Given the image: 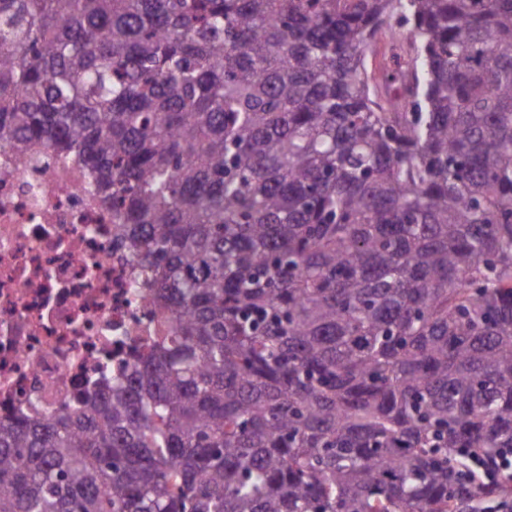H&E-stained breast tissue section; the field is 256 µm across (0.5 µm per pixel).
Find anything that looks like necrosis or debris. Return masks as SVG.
Returning a JSON list of instances; mask_svg holds the SVG:
<instances>
[{"label": "necrosis or debris", "mask_w": 512, "mask_h": 512, "mask_svg": "<svg viewBox=\"0 0 512 512\" xmlns=\"http://www.w3.org/2000/svg\"><path fill=\"white\" fill-rule=\"evenodd\" d=\"M120 226L72 158L0 149V425L79 406L170 335Z\"/></svg>", "instance_id": "obj_1"}]
</instances>
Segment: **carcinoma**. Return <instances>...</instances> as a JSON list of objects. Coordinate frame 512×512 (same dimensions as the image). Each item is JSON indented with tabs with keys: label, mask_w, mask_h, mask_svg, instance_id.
I'll use <instances>...</instances> for the list:
<instances>
[{
	"label": "carcinoma",
	"mask_w": 512,
	"mask_h": 512,
	"mask_svg": "<svg viewBox=\"0 0 512 512\" xmlns=\"http://www.w3.org/2000/svg\"><path fill=\"white\" fill-rule=\"evenodd\" d=\"M33 142L175 325L0 427V512L512 499L474 466L512 448V0H0V147Z\"/></svg>",
	"instance_id": "carcinoma-1"
}]
</instances>
